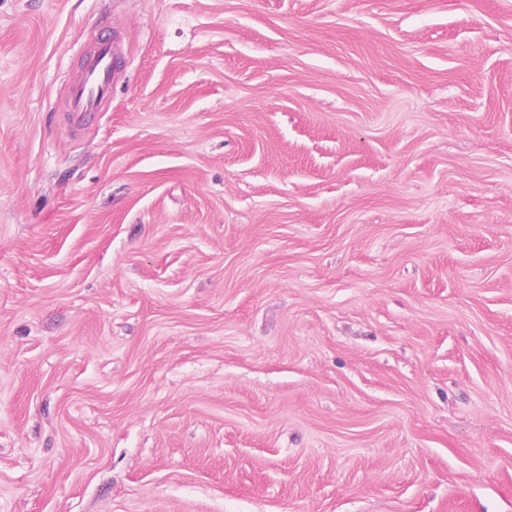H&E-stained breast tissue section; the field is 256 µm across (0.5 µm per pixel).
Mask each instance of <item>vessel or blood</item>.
Here are the masks:
<instances>
[{
	"label": "vessel or blood",
	"mask_w": 512,
	"mask_h": 512,
	"mask_svg": "<svg viewBox=\"0 0 512 512\" xmlns=\"http://www.w3.org/2000/svg\"><path fill=\"white\" fill-rule=\"evenodd\" d=\"M122 40L119 34H104L91 51L81 76L72 84L69 107L75 119L97 111L107 98L120 69Z\"/></svg>",
	"instance_id": "vessel-or-blood-1"
}]
</instances>
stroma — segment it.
Here are the masks:
<instances>
[{
  "label": "stroma",
  "mask_w": 512,
  "mask_h": 512,
  "mask_svg": "<svg viewBox=\"0 0 512 512\" xmlns=\"http://www.w3.org/2000/svg\"><path fill=\"white\" fill-rule=\"evenodd\" d=\"M0 512H512V0H0ZM122 40L116 31L105 33L91 51L81 76L71 85L69 107L72 116L81 120L96 112L100 103L112 91L120 69Z\"/></svg>",
  "instance_id": "stroma-1"
}]
</instances>
